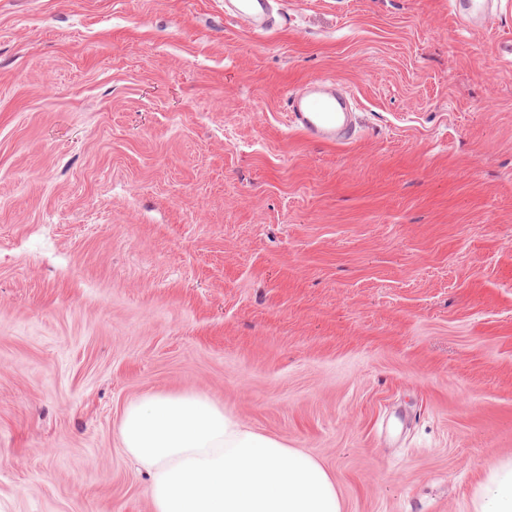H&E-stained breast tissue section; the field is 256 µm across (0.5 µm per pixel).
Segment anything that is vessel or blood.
<instances>
[{
    "mask_svg": "<svg viewBox=\"0 0 512 512\" xmlns=\"http://www.w3.org/2000/svg\"><path fill=\"white\" fill-rule=\"evenodd\" d=\"M499 3L500 0H451V10L465 26L483 28L496 18ZM224 11L247 19L257 36L272 25L269 0H224ZM287 120L295 131L321 144H348L355 132L347 102L329 79L289 93Z\"/></svg>",
    "mask_w": 512,
    "mask_h": 512,
    "instance_id": "1",
    "label": "vessel or blood"
}]
</instances>
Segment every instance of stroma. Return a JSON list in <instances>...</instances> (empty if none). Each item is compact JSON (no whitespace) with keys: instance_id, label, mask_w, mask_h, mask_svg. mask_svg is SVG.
Wrapping results in <instances>:
<instances>
[{"instance_id":"35a3bbf8","label":"stroma","mask_w":512,"mask_h":512,"mask_svg":"<svg viewBox=\"0 0 512 512\" xmlns=\"http://www.w3.org/2000/svg\"><path fill=\"white\" fill-rule=\"evenodd\" d=\"M0 0V512H150L125 406L196 391L344 512L512 457V0ZM350 93L355 139L288 129ZM227 15L242 17L249 21L251 32L260 36L272 26L269 0H225ZM501 0H451L452 13L466 27L483 28L497 16ZM334 82L324 79L287 97V120L305 138L321 144L345 145L353 139L355 127L349 120L346 99Z\"/></svg>"}]
</instances>
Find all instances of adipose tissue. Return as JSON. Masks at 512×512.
<instances>
[{"label": "adipose tissue", "mask_w": 512, "mask_h": 512, "mask_svg": "<svg viewBox=\"0 0 512 512\" xmlns=\"http://www.w3.org/2000/svg\"><path fill=\"white\" fill-rule=\"evenodd\" d=\"M126 455L151 478V512H342L313 457L243 427L197 392L130 402L118 427ZM475 512H512V459L480 484Z\"/></svg>", "instance_id": "obj_1"}]
</instances>
